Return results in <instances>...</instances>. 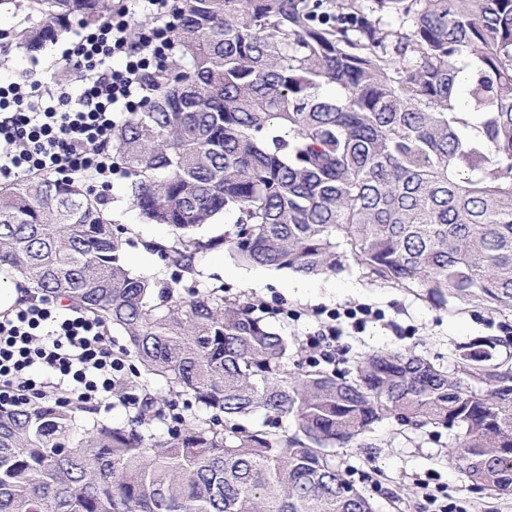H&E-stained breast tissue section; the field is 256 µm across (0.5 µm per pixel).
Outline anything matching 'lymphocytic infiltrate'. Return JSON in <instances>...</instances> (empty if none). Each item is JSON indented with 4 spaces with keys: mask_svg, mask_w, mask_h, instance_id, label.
<instances>
[{
    "mask_svg": "<svg viewBox=\"0 0 512 512\" xmlns=\"http://www.w3.org/2000/svg\"><path fill=\"white\" fill-rule=\"evenodd\" d=\"M156 24L138 28L129 8L79 35L67 52L77 72L76 92L51 91L33 75L0 85V180L19 175H79L110 189L119 168L111 134L121 117L135 112L143 78L173 55L178 16L173 0H139ZM121 67H113L114 57ZM127 376L124 354L114 353L101 322L72 307L61 312L44 298L0 312V405H27L45 398L99 407L112 396L135 404V393H118Z\"/></svg>",
    "mask_w": 512,
    "mask_h": 512,
    "instance_id": "lymphocytic-infiltrate-1",
    "label": "lymphocytic infiltrate"
}]
</instances>
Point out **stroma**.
<instances>
[{"mask_svg":"<svg viewBox=\"0 0 512 512\" xmlns=\"http://www.w3.org/2000/svg\"><path fill=\"white\" fill-rule=\"evenodd\" d=\"M21 0H0V79L24 72L48 82L61 80L64 60L82 27L72 24L58 39L28 52L12 43L9 34L25 17ZM129 180L117 174L103 195L112 222L123 228L126 262L133 271L171 280L159 253L150 244L171 245L172 227L143 223L127 193ZM197 279L206 288L223 289L225 297H245L264 303L269 322L287 336L292 350L289 365L316 358L307 339L326 321L328 311L364 306L372 312L364 324L340 318L333 347L335 365L350 367L360 356L378 349H411L450 370L460 347L475 341L494 345L496 360L512 364V314L491 313L460 304H434L421 291L408 292L373 280L353 257L341 270L300 278L289 269L268 268L262 279L252 267L218 247L195 259ZM364 448H340L336 461L344 477L369 496L377 512H512V497L503 498L464 486L456 459L449 452L452 433L432 425L415 426L389 419L374 426Z\"/></svg>","mask_w":512,"mask_h":512,"instance_id":"stroma-1","label":"stroma"}]
</instances>
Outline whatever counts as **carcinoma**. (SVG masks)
<instances>
[{"label":"carcinoma","mask_w":512,"mask_h":512,"mask_svg":"<svg viewBox=\"0 0 512 512\" xmlns=\"http://www.w3.org/2000/svg\"><path fill=\"white\" fill-rule=\"evenodd\" d=\"M29 51L108 0H27ZM185 65L145 77L112 129L170 282L133 272L77 178L0 186V274L126 338L146 378L125 425L53 401L0 407V512H376L336 449L387 419L454 431L470 487L512 496V366L488 342L445 371L378 350L351 370L288 369L255 304L195 279L197 255L306 276L345 254L426 297L512 313V0H181ZM395 15L407 31L386 28ZM232 211L221 238L200 234ZM257 411L274 429L242 421Z\"/></svg>","instance_id":"cac0c4a2"}]
</instances>
